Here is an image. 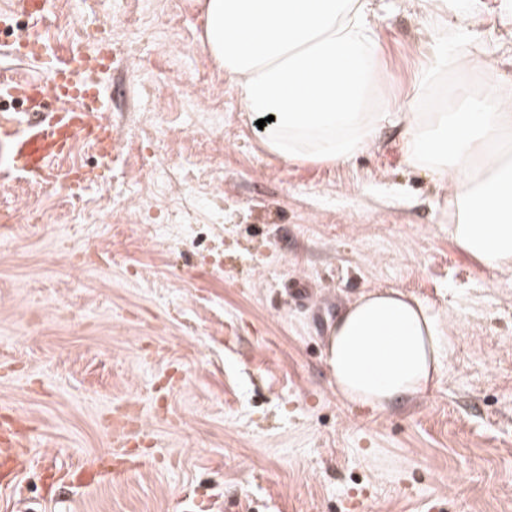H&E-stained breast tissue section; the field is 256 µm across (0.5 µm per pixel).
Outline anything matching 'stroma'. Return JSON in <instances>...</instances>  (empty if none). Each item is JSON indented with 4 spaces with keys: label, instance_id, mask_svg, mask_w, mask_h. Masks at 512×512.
<instances>
[{
    "label": "stroma",
    "instance_id": "35a3bbf8",
    "mask_svg": "<svg viewBox=\"0 0 512 512\" xmlns=\"http://www.w3.org/2000/svg\"><path fill=\"white\" fill-rule=\"evenodd\" d=\"M471 51L512 89V22L472 0ZM143 0H53L58 52L92 18L114 62L111 158L56 160L83 187L9 177L0 210V415L30 443L0 512H512V280L448 234V197L409 165L402 128L336 165L268 154L200 41V0H154L159 44L130 45ZM385 98L417 90L426 0H374ZM224 123L188 104L199 87ZM199 235L159 232L153 168ZM192 182H184L188 171ZM416 298L449 338L436 388L381 411L343 400L325 362L338 309L364 292ZM126 473L113 425L129 407ZM99 466L96 483L79 484Z\"/></svg>",
    "mask_w": 512,
    "mask_h": 512
}]
</instances>
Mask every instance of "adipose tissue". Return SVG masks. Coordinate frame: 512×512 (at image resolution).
Returning a JSON list of instances; mask_svg holds the SVG:
<instances>
[{
	"mask_svg": "<svg viewBox=\"0 0 512 512\" xmlns=\"http://www.w3.org/2000/svg\"><path fill=\"white\" fill-rule=\"evenodd\" d=\"M453 28H437L418 77L420 94L379 97L381 64L372 0H204L201 40L229 75L245 112L267 118L260 141L286 161L343 163L389 124L402 152L439 181L454 211L456 245L512 278V94L473 87L481 63L468 48L473 13L437 0ZM435 320L397 289L361 294L329 329L326 364L338 394L373 410L426 395L440 377Z\"/></svg>",
	"mask_w": 512,
	"mask_h": 512,
	"instance_id": "obj_1",
	"label": "adipose tissue"
}]
</instances>
